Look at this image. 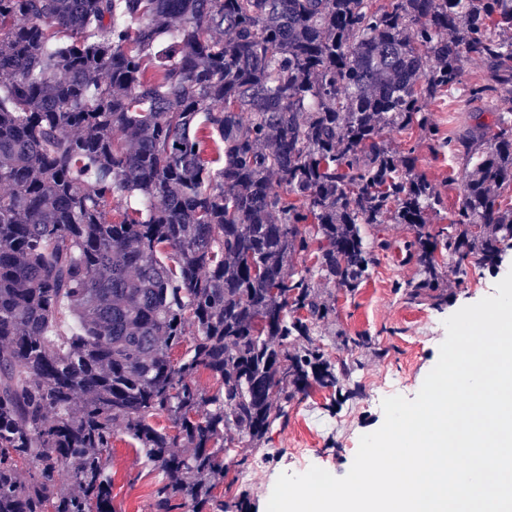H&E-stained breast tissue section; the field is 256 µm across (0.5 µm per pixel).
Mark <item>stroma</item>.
<instances>
[{"mask_svg": "<svg viewBox=\"0 0 512 512\" xmlns=\"http://www.w3.org/2000/svg\"><path fill=\"white\" fill-rule=\"evenodd\" d=\"M484 72L482 64H465L457 89L427 105L431 119L448 140L446 148H435L414 125L389 134L397 150L414 149L416 173L438 189L441 203L435 221L439 224L449 223L461 199L460 177L466 158L458 150L459 143L475 138L489 113L512 110V95L469 97L468 88L481 82ZM371 234L385 242V249L378 251L367 279L354 294L336 290L335 321L316 326V339L341 371L337 388L312 389L289 405L287 421L276 422L261 448L250 455L244 479L217 488L226 512H237L243 501L248 512H266L278 476L298 471L292 454L298 446L308 449V465L345 476L361 436L376 431L384 421L383 386L400 382V395L415 398L438 360L446 337L445 319L463 306L495 294L496 284L512 270V249L495 269L473 263L462 276L454 265H447L440 283L444 303L436 308L405 295L407 285L417 277V265L406 249L411 237L408 227L388 220ZM340 332L370 336L373 344L356 351L343 349L334 340ZM103 456L112 473L116 512H151L153 492L162 476L150 468L133 440L124 432L114 433L112 446Z\"/></svg>", "mask_w": 512, "mask_h": 512, "instance_id": "35a3bbf8", "label": "stroma"}]
</instances>
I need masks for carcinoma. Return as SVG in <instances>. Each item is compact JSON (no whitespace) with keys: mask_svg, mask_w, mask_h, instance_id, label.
<instances>
[{"mask_svg":"<svg viewBox=\"0 0 512 512\" xmlns=\"http://www.w3.org/2000/svg\"><path fill=\"white\" fill-rule=\"evenodd\" d=\"M466 62L470 96L512 93V0H0V512H116L117 431L164 477L153 512H224V459L337 387L314 328L372 226L412 232L414 299L448 255L497 267L512 113L465 144L445 227L386 136L440 141L426 106Z\"/></svg>","mask_w":512,"mask_h":512,"instance_id":"obj_1","label":"carcinoma"}]
</instances>
